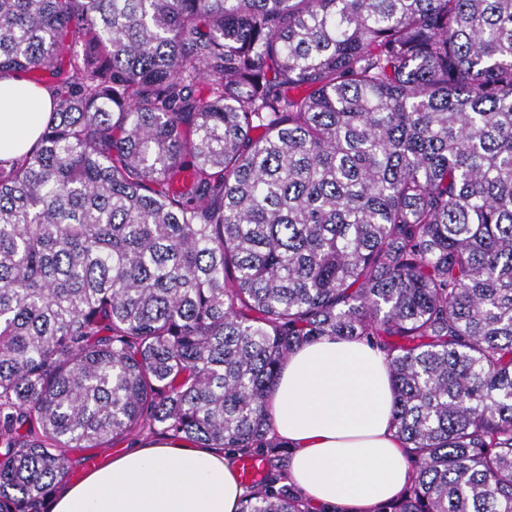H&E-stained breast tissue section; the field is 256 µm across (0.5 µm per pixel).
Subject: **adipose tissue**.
<instances>
[{"label": "adipose tissue", "mask_w": 512, "mask_h": 512, "mask_svg": "<svg viewBox=\"0 0 512 512\" xmlns=\"http://www.w3.org/2000/svg\"><path fill=\"white\" fill-rule=\"evenodd\" d=\"M52 109L45 86L0 79V159L29 150ZM386 356L366 343L326 336L283 362L266 402L271 435L290 449L286 480L314 504L372 512L412 479L393 424ZM247 490L236 456L178 439L147 441L77 482L51 512H239Z\"/></svg>", "instance_id": "adipose-tissue-1"}]
</instances>
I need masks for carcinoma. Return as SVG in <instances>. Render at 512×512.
<instances>
[{"mask_svg": "<svg viewBox=\"0 0 512 512\" xmlns=\"http://www.w3.org/2000/svg\"><path fill=\"white\" fill-rule=\"evenodd\" d=\"M16 72L54 100L0 161V512L144 430L310 512L265 402L324 336L387 358L374 512H512V0H0Z\"/></svg>", "mask_w": 512, "mask_h": 512, "instance_id": "carcinoma-1", "label": "carcinoma"}]
</instances>
